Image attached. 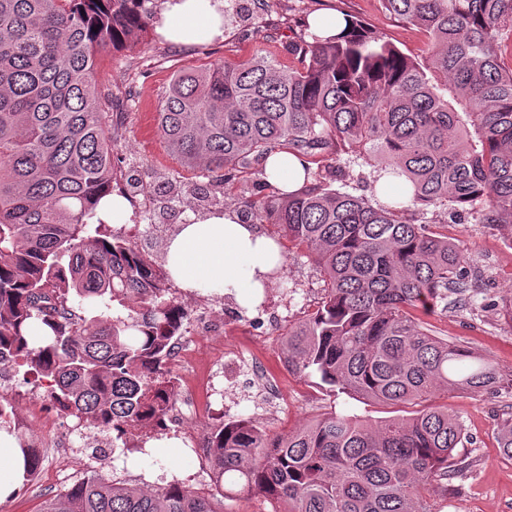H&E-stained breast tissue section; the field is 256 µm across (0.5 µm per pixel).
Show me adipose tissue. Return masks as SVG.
Segmentation results:
<instances>
[{
  "mask_svg": "<svg viewBox=\"0 0 512 512\" xmlns=\"http://www.w3.org/2000/svg\"><path fill=\"white\" fill-rule=\"evenodd\" d=\"M160 32L181 43L223 37L224 0H164ZM265 172L283 193L297 191L304 180L302 162L284 152L268 157ZM164 257L184 292L231 295L247 309L262 303L269 273L284 263L279 244L230 208L203 216L186 212L164 243ZM22 468L15 437L0 430V503L20 489Z\"/></svg>",
  "mask_w": 512,
  "mask_h": 512,
  "instance_id": "adipose-tissue-1",
  "label": "adipose tissue"
}]
</instances>
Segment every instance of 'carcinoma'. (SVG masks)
<instances>
[{"label": "carcinoma", "mask_w": 512, "mask_h": 512, "mask_svg": "<svg viewBox=\"0 0 512 512\" xmlns=\"http://www.w3.org/2000/svg\"><path fill=\"white\" fill-rule=\"evenodd\" d=\"M145 2L0 0V365L46 382L60 413L102 434L103 453L129 447L138 421L152 435L165 425L172 343L188 319L169 273L92 223L101 197L130 200L142 187L121 188L98 54L142 40ZM381 4L424 32L423 60L344 13L346 31L292 45L297 65L255 57L182 69L159 106L160 137L208 184L181 193L170 180L156 201L196 212L210 186L250 180L246 220L283 227L320 274L316 309L285 332L288 370L333 396L411 409L375 422L327 412L276 436L247 418L212 428L216 492L258 493L280 512H434L468 437L430 401L512 388L489 358L419 316L469 288L464 248L435 226L475 215L512 227V0ZM276 151L304 162L298 192L265 193ZM364 165L368 193L332 188ZM384 178L399 195L382 202ZM74 299L103 311L88 319ZM17 440L28 480L42 454ZM497 443L512 462V417ZM41 512L218 510L213 493L178 480L145 489L97 474Z\"/></svg>", "instance_id": "1"}]
</instances>
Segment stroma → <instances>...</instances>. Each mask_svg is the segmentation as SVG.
Segmentation results:
<instances>
[{"mask_svg":"<svg viewBox=\"0 0 512 512\" xmlns=\"http://www.w3.org/2000/svg\"><path fill=\"white\" fill-rule=\"evenodd\" d=\"M338 8L372 24L403 53L423 59L425 38L383 12L380 0H263L254 9L250 21L226 26L223 38L194 44H172L156 31H149L139 44L122 51L103 53L102 81L111 86L124 107L113 114L118 126L121 154L140 159L143 168V193L133 201L131 222L119 230L133 237L138 247L151 256L156 267H163V243L179 219L173 214L150 215L146 197L158 178L181 173L193 179L192 171L183 169L157 133L156 117L160 100L173 74L187 66L207 65L224 59L246 61L264 56L284 67L293 65L290 53L293 41L303 32L304 17ZM448 238L464 247L470 256V276L480 286L473 304L437 305L424 314L440 336L462 342L472 351L488 356L501 371L512 374V228L467 220L448 227ZM323 283L307 258L289 259L281 276L272 280L264 304L243 311L221 295L189 296L180 288L172 293L189 312L188 325L196 327L199 317H206L215 335H222L225 325L238 327L247 339L245 357H260L270 375L284 381L288 389L287 409H271L260 403L251 386V376L241 372L234 377L235 403L226 405L220 395L210 399L209 412L192 414L191 393L176 396L170 411L182 414L199 436H206L223 417L252 418L258 426L282 434L324 412L377 420L390 416L388 407L341 394L330 396L285 367L283 346L274 335L285 332L289 323L313 310L322 294ZM0 400L11 404L21 432L32 439L47 441L41 420L53 410L45 387L39 381H24L21 373L10 367L0 369ZM438 404L459 415L470 435L460 454L467 466L450 480L447 501L441 512H512V462L501 461L496 448L500 422L512 415V393L473 396L463 393L437 394ZM102 442L97 430L86 429L81 447L66 465H59L52 453L34 477L21 486L12 499L0 503V512H40L45 500L63 492L76 480L99 473L128 485L153 486L163 474H196L195 489L209 490L210 470L207 459L181 448L164 447L163 437H156L155 448L140 453L130 448L116 460L95 462L96 448Z\"/></svg>","mask_w":512,"mask_h":512,"instance_id":"obj_1","label":"stroma"}]
</instances>
